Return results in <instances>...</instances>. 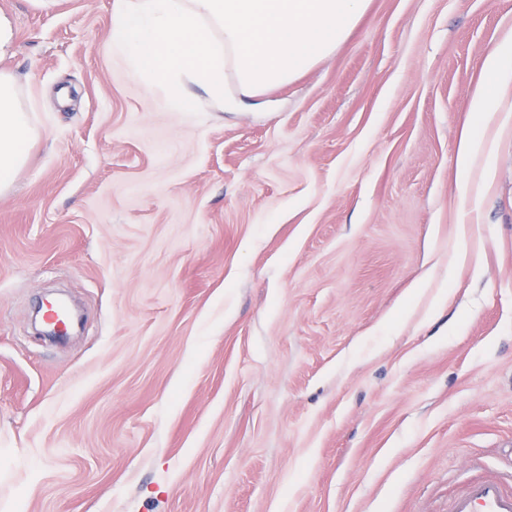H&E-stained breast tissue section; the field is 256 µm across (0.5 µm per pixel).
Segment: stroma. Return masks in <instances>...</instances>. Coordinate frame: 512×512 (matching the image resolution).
<instances>
[{"label": "stroma", "instance_id": "1", "mask_svg": "<svg viewBox=\"0 0 512 512\" xmlns=\"http://www.w3.org/2000/svg\"><path fill=\"white\" fill-rule=\"evenodd\" d=\"M114 4L0 0L39 132L0 192V503L448 512L512 471V71L492 166L457 167L512 0H368L265 105L191 85L197 115L113 57Z\"/></svg>", "mask_w": 512, "mask_h": 512}]
</instances>
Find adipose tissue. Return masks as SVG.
<instances>
[{
  "label": "adipose tissue",
  "mask_w": 512,
  "mask_h": 512,
  "mask_svg": "<svg viewBox=\"0 0 512 512\" xmlns=\"http://www.w3.org/2000/svg\"><path fill=\"white\" fill-rule=\"evenodd\" d=\"M512 67V42L501 44L483 63L484 81L476 88L470 110L483 123H490L500 74ZM38 130L28 118L14 76L0 71V190L11 183L12 174L26 161V145Z\"/></svg>",
  "instance_id": "adipose-tissue-1"
}]
</instances>
